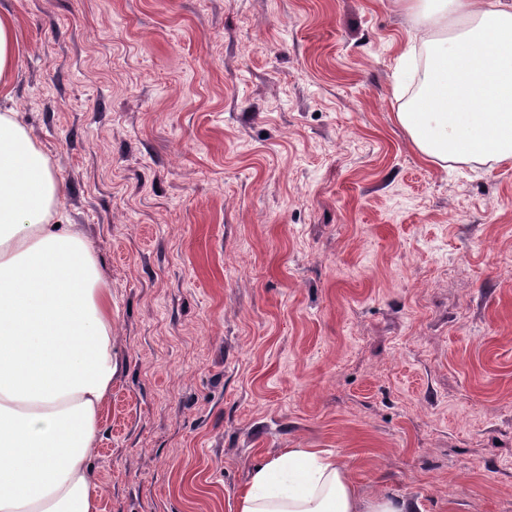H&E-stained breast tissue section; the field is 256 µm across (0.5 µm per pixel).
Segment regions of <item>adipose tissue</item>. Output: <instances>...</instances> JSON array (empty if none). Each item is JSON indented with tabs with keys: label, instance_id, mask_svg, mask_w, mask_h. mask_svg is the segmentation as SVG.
Segmentation results:
<instances>
[{
	"label": "adipose tissue",
	"instance_id": "1",
	"mask_svg": "<svg viewBox=\"0 0 512 512\" xmlns=\"http://www.w3.org/2000/svg\"><path fill=\"white\" fill-rule=\"evenodd\" d=\"M415 26L419 89L397 112L432 162L512 163V0H396ZM57 177L18 113H0V512H97L88 464L120 371L96 259L58 224ZM363 495L336 457L286 448L235 512H416Z\"/></svg>",
	"mask_w": 512,
	"mask_h": 512
}]
</instances>
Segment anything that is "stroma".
<instances>
[{"mask_svg":"<svg viewBox=\"0 0 512 512\" xmlns=\"http://www.w3.org/2000/svg\"><path fill=\"white\" fill-rule=\"evenodd\" d=\"M8 105L109 295L99 512H234L323 448L512 512V164L424 160L395 0H0ZM21 34L15 20L0 14V95L6 92L20 48ZM8 98V92L4 94Z\"/></svg>","mask_w":512,"mask_h":512,"instance_id":"stroma-1","label":"stroma"}]
</instances>
